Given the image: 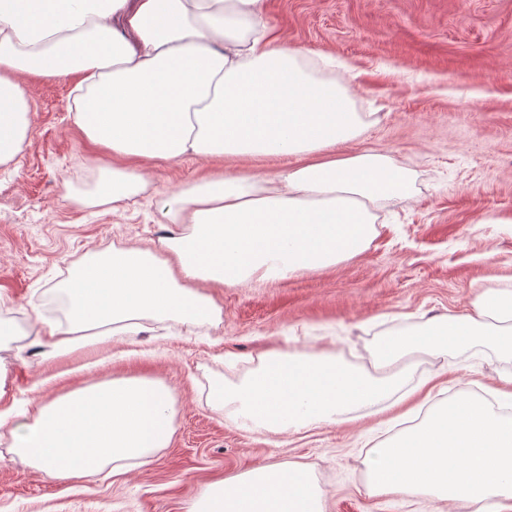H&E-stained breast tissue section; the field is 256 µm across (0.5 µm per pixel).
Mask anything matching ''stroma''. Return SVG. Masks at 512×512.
Wrapping results in <instances>:
<instances>
[{
	"mask_svg": "<svg viewBox=\"0 0 512 512\" xmlns=\"http://www.w3.org/2000/svg\"><path fill=\"white\" fill-rule=\"evenodd\" d=\"M262 22L284 47L332 59L321 77L350 86L355 110L372 116L356 150L392 156L410 178L408 197L380 202L368 247L336 266L209 288L221 310L209 325L148 320L135 335L46 360L44 326L66 325L52 291L73 266L114 246L159 245L168 231L157 200L241 163H152L148 189L134 200L116 209L79 204L112 154L93 150L74 125L72 78L28 76L25 143L0 164V319L18 329L0 342V414H34L96 381L151 376L176 393L175 433L130 470L89 479L24 468L0 440V512H185L206 485L281 462L311 469L326 512H470L463 503L367 494L368 455L412 424L414 401L344 424L261 434L215 405L211 389L292 345L327 347L362 366L388 330L471 312L487 288L512 290V0H266ZM412 361L415 379L435 377L441 399L462 389L512 392V360L487 350Z\"/></svg>",
	"mask_w": 512,
	"mask_h": 512,
	"instance_id": "stroma-1",
	"label": "stroma"
}]
</instances>
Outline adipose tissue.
<instances>
[{
    "instance_id": "obj_1",
    "label": "adipose tissue",
    "mask_w": 512,
    "mask_h": 512,
    "mask_svg": "<svg viewBox=\"0 0 512 512\" xmlns=\"http://www.w3.org/2000/svg\"><path fill=\"white\" fill-rule=\"evenodd\" d=\"M265 0H0V163L22 148L27 75L72 76L74 124L111 151L92 204L145 190L147 163L185 156L287 155L271 176H211L162 198L166 256L115 248L76 265L54 295L66 330L49 327L51 359L134 331L139 320L205 325L220 313L202 283L234 286L313 271L361 253L377 201L407 196L410 179L378 152H353L367 127L348 90L322 79L321 61L276 46ZM484 344L512 358V290L488 288L473 314L399 329L371 367L326 351L274 349L238 380L212 387L246 429L287 432L389 410L420 392L409 356ZM173 388L147 376L100 382L39 407L8 431L13 459L51 478L93 477L166 447ZM372 496L494 499L512 512V415L462 392L434 402L416 425L367 458ZM186 512H324L308 468L260 465L215 482Z\"/></svg>"
}]
</instances>
